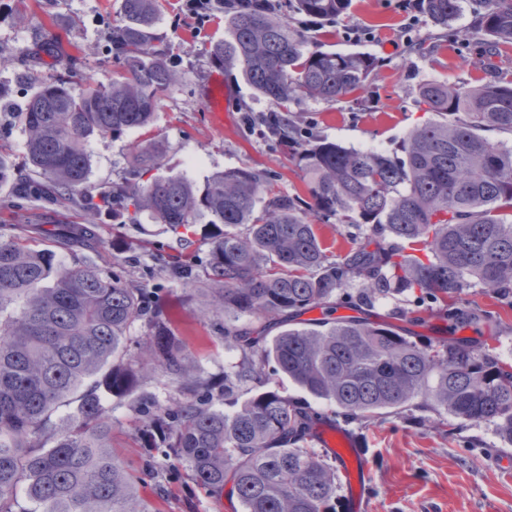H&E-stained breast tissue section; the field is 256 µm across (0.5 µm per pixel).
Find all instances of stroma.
<instances>
[{
  "mask_svg": "<svg viewBox=\"0 0 512 512\" xmlns=\"http://www.w3.org/2000/svg\"><path fill=\"white\" fill-rule=\"evenodd\" d=\"M160 2L157 32L182 82L162 99L148 127L88 139L89 185L123 180L135 148L155 143L163 152L161 175L186 173L201 183L214 172L246 165L284 189L304 193L291 149L257 138L242 120L243 113L269 111V102L256 95L240 70L216 68L208 60L211 42L224 36L223 14L203 24L181 13L177 0ZM405 3L350 0L346 13L329 21L294 15V26L309 43L325 51L367 52L376 60L374 75L362 90L333 102L302 99L289 105L288 118L303 140L325 137L356 149H388L429 120L417 103L421 84L439 81L472 88L512 77V46L490 50L477 28L479 0H464L447 29L422 14L409 32L403 29ZM120 6L121 0H0V162L11 172L10 181L0 183V236L28 239L38 223H82L78 202L57 209L42 200L17 198L13 183L28 177L30 169L26 134L14 114L51 76H70L78 94L90 76L117 68L112 22ZM41 25L61 37L55 57L33 56L35 31ZM351 27L371 29L372 39H348ZM86 45L93 46V54L72 64L78 47ZM29 216L35 224H26ZM213 232L212 225H197L195 236L185 242L163 225L129 224L114 213L100 221L97 250L60 246L48 238L42 244L57 250L67 265L93 264L130 287L153 291L171 313L172 328L200 376L220 384L225 371L240 361L239 352L224 344V315L209 311L208 297L171 281L167 272L182 252L204 260ZM458 305L492 312L472 345H493L512 363V309L479 285L466 288ZM390 307L383 302L375 321L396 322L432 341L438 317L431 302L411 298L408 315L397 319ZM106 403L112 409V446L141 476V495L151 512H241L235 495L206 490L171 449L144 446L134 396L115 394ZM360 437L372 468L368 512H512V471L498 467L504 456H512V446L500 442L492 425L442 421L417 409L371 418L363 423Z\"/></svg>",
  "mask_w": 512,
  "mask_h": 512,
  "instance_id": "1",
  "label": "stroma"
}]
</instances>
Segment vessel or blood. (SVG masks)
Segmentation results:
<instances>
[{
  "instance_id": "vessel-or-blood-1",
  "label": "vessel or blood",
  "mask_w": 512,
  "mask_h": 512,
  "mask_svg": "<svg viewBox=\"0 0 512 512\" xmlns=\"http://www.w3.org/2000/svg\"><path fill=\"white\" fill-rule=\"evenodd\" d=\"M315 439L322 447L335 453L341 471L349 477L340 504L341 512H367L366 492L371 467L365 449L359 441L325 424L316 427Z\"/></svg>"
}]
</instances>
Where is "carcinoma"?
Returning <instances> with one entry per match:
<instances>
[{"mask_svg":"<svg viewBox=\"0 0 512 512\" xmlns=\"http://www.w3.org/2000/svg\"><path fill=\"white\" fill-rule=\"evenodd\" d=\"M462 3L420 0V7L446 27ZM483 4L480 31L493 44L512 43V0ZM347 8L348 0H237L224 7L226 34L210 44L209 61L239 69L278 112L302 97H342L369 82L374 57L309 44L288 12L322 21ZM159 21L157 0H122L112 23L121 68L79 95L56 75L27 102L26 157L37 178L18 195L53 203L84 197L85 222L55 224L47 234L91 249L101 214L115 207L130 224L146 215L176 234L221 224L203 273L188 263L170 268L169 277L203 289L224 312V344L242 351L237 369L224 374V400L246 382L263 383L273 362L346 422L399 415L419 399L440 418L491 423L512 444V365L496 348L423 343L369 318L379 299L417 291L448 321L478 327L485 314L456 307L464 288L477 282L512 297V146L483 135L490 127L512 133V81L423 84L418 102L438 119L411 129L389 151L325 138L306 143L291 124L280 126L304 174L306 203L248 166L218 171L201 186L182 175L91 188L87 137L149 125L161 98L181 83L167 49L154 48ZM135 161L132 173L141 178L160 168L162 152L151 146ZM330 219L366 227L343 257L318 236L316 222ZM354 281L359 315L294 324ZM245 315L258 324L240 322ZM139 320L150 337L129 359ZM156 374L189 398L161 405L138 395L150 447L173 449L216 492L231 484L243 512H333L341 476L303 446L319 420L310 407L277 391H259L231 412L215 407L213 386L152 292L2 237L0 512H16L22 485L32 512H148L128 465L112 452V409L101 392L132 393ZM69 405L71 424L54 423ZM41 440L52 447L39 449Z\"/></svg>","mask_w":512,"mask_h":512,"instance_id":"1","label":"carcinoma"}]
</instances>
